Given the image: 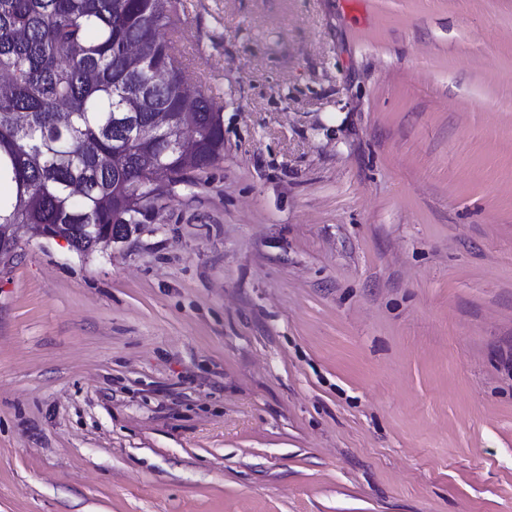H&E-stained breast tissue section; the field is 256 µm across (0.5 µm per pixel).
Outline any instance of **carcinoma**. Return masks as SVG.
<instances>
[{"label": "carcinoma", "instance_id": "cac0c4a2", "mask_svg": "<svg viewBox=\"0 0 512 512\" xmlns=\"http://www.w3.org/2000/svg\"><path fill=\"white\" fill-rule=\"evenodd\" d=\"M176 0H0V225L4 245L69 224L77 250L96 251L114 210L151 213L184 183L179 152L164 131L130 144L112 116L136 112L143 123L169 112L194 130L191 149L203 171L224 156V118L204 93L188 104V75L172 38ZM130 44L141 55L126 54ZM152 157L143 168L139 159Z\"/></svg>", "mask_w": 512, "mask_h": 512}]
</instances>
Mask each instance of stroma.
I'll list each match as a JSON object with an SVG mask.
<instances>
[{"label": "stroma", "instance_id": "35a3bbf8", "mask_svg": "<svg viewBox=\"0 0 512 512\" xmlns=\"http://www.w3.org/2000/svg\"><path fill=\"white\" fill-rule=\"evenodd\" d=\"M224 157L0 265V512H512V0H177Z\"/></svg>", "mask_w": 512, "mask_h": 512}]
</instances>
